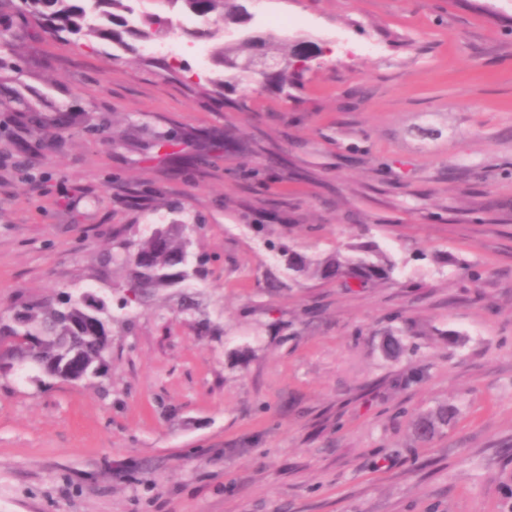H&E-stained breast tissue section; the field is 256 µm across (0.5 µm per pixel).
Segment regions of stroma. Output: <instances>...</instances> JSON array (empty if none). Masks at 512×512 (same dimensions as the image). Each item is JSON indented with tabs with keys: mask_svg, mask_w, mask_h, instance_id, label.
<instances>
[{
	"mask_svg": "<svg viewBox=\"0 0 512 512\" xmlns=\"http://www.w3.org/2000/svg\"><path fill=\"white\" fill-rule=\"evenodd\" d=\"M241 3L321 47L289 93L207 101L225 71L180 29L150 55L0 46V314L90 293L112 332L100 377L0 376V512H512V0ZM14 98L86 124L22 131L26 156ZM159 224L198 227L191 313L174 288L117 305L104 253ZM279 238L373 241L398 269L306 279ZM395 327L415 355L382 356ZM441 404L455 422L418 442L409 420Z\"/></svg>",
	"mask_w": 512,
	"mask_h": 512,
	"instance_id": "35a3bbf8",
	"label": "stroma"
}]
</instances>
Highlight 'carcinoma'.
Here are the masks:
<instances>
[{
    "instance_id": "carcinoma-1",
    "label": "carcinoma",
    "mask_w": 512,
    "mask_h": 512,
    "mask_svg": "<svg viewBox=\"0 0 512 512\" xmlns=\"http://www.w3.org/2000/svg\"><path fill=\"white\" fill-rule=\"evenodd\" d=\"M179 1L202 21V26L192 32L197 38H214L223 28L225 19L241 11L238 0H168L170 3ZM7 9L16 11L21 24L18 33L9 26L5 28L10 33L5 41L7 45L19 39L33 41L48 30L53 34L112 40L125 51L137 54L140 46L152 40L162 26L172 24L171 18L159 14L145 16L138 25L132 23L129 15L133 9L127 0H22L20 7L14 0H0V13ZM250 48L252 42L248 38H239L231 46L223 42L213 48L212 58L222 66L226 51L236 56ZM266 50L280 54L288 65L268 73L262 84L264 89L273 86L282 90L290 81L300 79L307 69L303 46L290 55L270 35L266 37ZM16 105L17 124L27 129L72 127L82 122V116L77 113L48 116L30 111L19 101ZM190 246L179 224L163 226L136 242L117 241L115 251L105 254V262L125 270L122 288L132 294V299L121 308H141L163 290L188 287L192 281L204 279L206 261L200 258L191 262ZM272 249L288 256L286 268L296 275L324 282L340 280L347 288H367L391 279L397 270L396 262L375 243L355 245L346 253L336 251L324 257H311L286 243H274ZM0 336L28 337L30 342L14 346L20 361L37 366L48 378L67 382L84 374L87 366L104 363L111 347L106 320L100 316L99 309L85 302L24 306L20 316L14 319L0 317ZM416 349L417 346L407 343L403 336L393 333L388 334L382 344L385 356L395 360ZM455 416L456 410L446 405L423 413L412 422V434L417 441L426 443L434 438L438 429L450 425Z\"/></svg>"
}]
</instances>
